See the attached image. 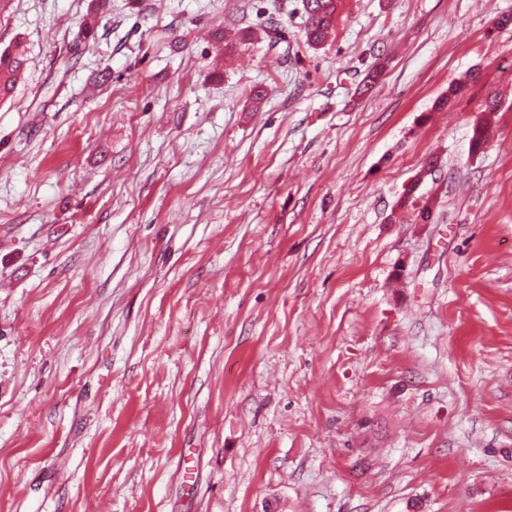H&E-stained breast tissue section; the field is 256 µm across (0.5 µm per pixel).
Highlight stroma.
<instances>
[{
    "instance_id": "obj_1",
    "label": "stroma",
    "mask_w": 512,
    "mask_h": 512,
    "mask_svg": "<svg viewBox=\"0 0 512 512\" xmlns=\"http://www.w3.org/2000/svg\"><path fill=\"white\" fill-rule=\"evenodd\" d=\"M94 4L0 17V512H512V0ZM303 8L306 15L307 42L314 48L320 47L333 30L336 0H304ZM27 52L20 41L0 51V103L13 97L27 65ZM499 100L497 97H490L486 112H490V115L485 118V125H477L472 129L471 142H470V151L471 153L477 154L487 145L489 141V135L486 134L488 128L491 126V114L493 112H497L499 109Z\"/></svg>"
}]
</instances>
